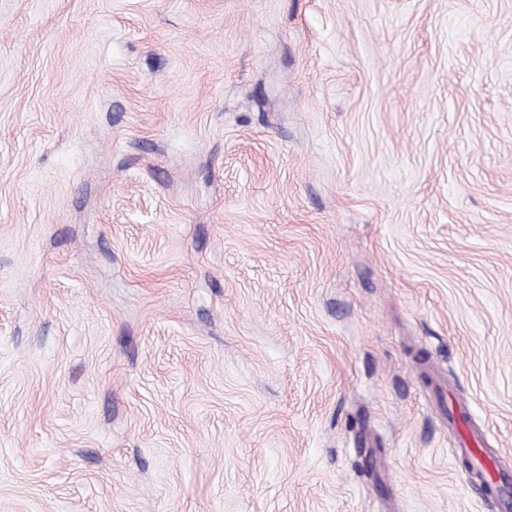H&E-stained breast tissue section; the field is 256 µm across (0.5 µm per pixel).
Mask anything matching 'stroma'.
Returning <instances> with one entry per match:
<instances>
[{
    "label": "stroma",
    "mask_w": 512,
    "mask_h": 512,
    "mask_svg": "<svg viewBox=\"0 0 512 512\" xmlns=\"http://www.w3.org/2000/svg\"><path fill=\"white\" fill-rule=\"evenodd\" d=\"M512 0H0V512H499Z\"/></svg>",
    "instance_id": "35a3bbf8"
}]
</instances>
